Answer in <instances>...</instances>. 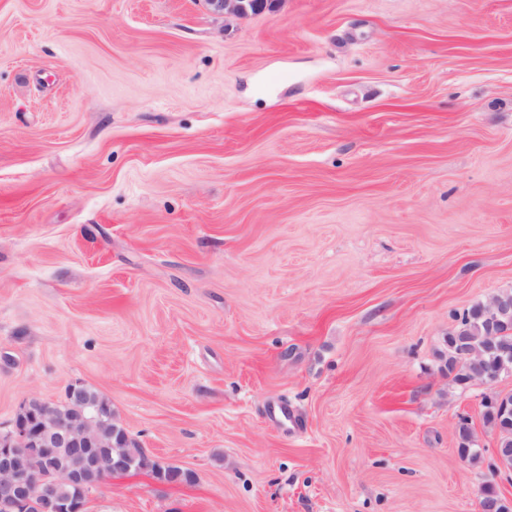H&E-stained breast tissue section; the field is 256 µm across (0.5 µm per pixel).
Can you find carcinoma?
<instances>
[{
    "instance_id": "carcinoma-1",
    "label": "carcinoma",
    "mask_w": 512,
    "mask_h": 512,
    "mask_svg": "<svg viewBox=\"0 0 512 512\" xmlns=\"http://www.w3.org/2000/svg\"><path fill=\"white\" fill-rule=\"evenodd\" d=\"M461 342L470 349L482 352L486 364L494 372L501 376L512 374V327L490 330L483 312V305L476 304L465 312L458 326L448 333L446 339L444 369L453 384L466 387L471 384V376L467 359L459 347ZM498 396L500 393L494 391L483 394L481 400L483 419L487 425L497 430L500 463L506 470L512 471V418L505 419L494 403V398ZM112 435L113 438H118L125 443L123 473L147 470L154 477L164 481L190 482L193 480V475L188 472L160 467L154 462L146 461L137 442L129 437L125 430L114 426ZM457 440L458 452L462 458L477 461L483 457L482 449L475 447L473 431L466 417L459 418L457 423Z\"/></svg>"
}]
</instances>
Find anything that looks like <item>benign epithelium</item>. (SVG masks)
<instances>
[{
    "label": "benign epithelium",
    "instance_id": "1",
    "mask_svg": "<svg viewBox=\"0 0 512 512\" xmlns=\"http://www.w3.org/2000/svg\"><path fill=\"white\" fill-rule=\"evenodd\" d=\"M215 12L245 18L272 8L270 0H206ZM492 323L512 317L495 300L485 305ZM107 422L65 414L39 399L25 402L12 422L11 431L0 438V509L3 512H85L84 499H61L53 490L59 485L84 492L101 486L112 468L122 464L118 453L103 456L101 448H112Z\"/></svg>",
    "mask_w": 512,
    "mask_h": 512
}]
</instances>
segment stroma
I'll list each match as a JSON object with an SVG mask.
<instances>
[{
	"instance_id": "obj_1",
	"label": "stroma",
	"mask_w": 512,
	"mask_h": 512,
	"mask_svg": "<svg viewBox=\"0 0 512 512\" xmlns=\"http://www.w3.org/2000/svg\"><path fill=\"white\" fill-rule=\"evenodd\" d=\"M510 289L512 0H0V427L79 382L195 476L89 512L512 502L441 359ZM205 3L215 12L225 17L245 18L272 8L268 0H206ZM458 452L464 459L477 461L483 457L482 448H474L473 431L467 417H460L457 423Z\"/></svg>"
}]
</instances>
